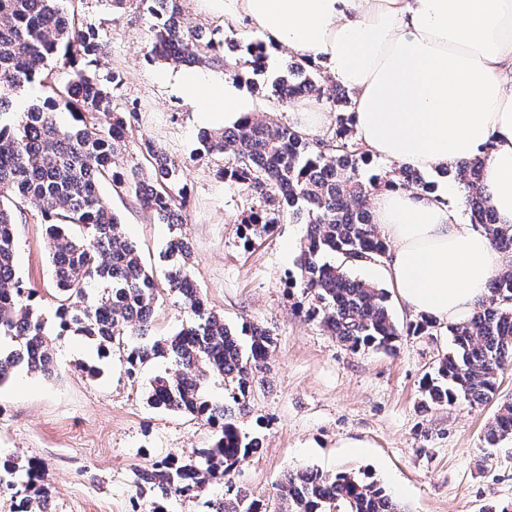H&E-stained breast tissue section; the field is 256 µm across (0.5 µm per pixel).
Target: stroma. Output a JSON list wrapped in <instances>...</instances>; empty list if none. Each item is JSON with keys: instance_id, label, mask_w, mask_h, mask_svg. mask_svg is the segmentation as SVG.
<instances>
[{"instance_id": "stroma-1", "label": "stroma", "mask_w": 512, "mask_h": 512, "mask_svg": "<svg viewBox=\"0 0 512 512\" xmlns=\"http://www.w3.org/2000/svg\"><path fill=\"white\" fill-rule=\"evenodd\" d=\"M78 11L111 41L97 71L122 77L113 92L114 110L138 112L118 164L141 162L140 142L150 139L182 165L192 279L208 308L232 328L254 324L276 340L267 371L233 408L239 431L259 434L262 445L230 483L247 488L266 512L279 510L283 474L306 468L368 476L399 497L408 512H487L512 504V438L494 445L486 440L499 405L512 400V368L490 401L433 406L425 402L423 381L452 347L447 323L410 333L407 327L416 317L392 296L388 306L403 330L395 351L354 352L306 317L297 285L305 225L284 220L255 243L245 241L241 221L255 199L244 187L220 179L223 156L199 154L201 129L189 105L165 84L166 64L146 57L152 19L139 0L120 8L106 0H80ZM183 21L217 30L224 44H240L229 57L236 71L249 57L248 44L262 40L243 21L221 28L195 0H183ZM290 56L281 48L266 59L249 91L259 115L295 125L296 103L272 93ZM101 195L161 288L151 336H172L192 325L193 311L164 289L169 225L110 183H102ZM24 214L16 225L15 269L23 285L34 289L31 303L52 328L57 292L46 227L33 207ZM138 345L127 338L105 357L91 340L70 330L51 338L56 359L51 377L20 367L0 384V455L17 462L18 482L25 481L29 462L46 464L54 512H150V499L136 493L138 470L166 457L188 458L213 444L214 434L203 421L148 404L152 379L173 373L176 365L157 358L130 369L127 357ZM351 440L367 442L363 455L348 448ZM227 484L218 481L197 495L171 497L165 510L208 512V500L224 494Z\"/></svg>"}]
</instances>
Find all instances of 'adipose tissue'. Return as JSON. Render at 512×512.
Here are the masks:
<instances>
[{
    "label": "adipose tissue",
    "mask_w": 512,
    "mask_h": 512,
    "mask_svg": "<svg viewBox=\"0 0 512 512\" xmlns=\"http://www.w3.org/2000/svg\"><path fill=\"white\" fill-rule=\"evenodd\" d=\"M196 2L220 21L248 20L266 53L288 47L350 89L371 157L417 169L484 157L489 202L512 225V0ZM164 78L200 126L230 128L256 109L239 77L179 68ZM447 200L381 190L370 213L392 244L397 297L416 316L457 322L507 261Z\"/></svg>",
    "instance_id": "1"
}]
</instances>
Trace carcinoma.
<instances>
[{
    "mask_svg": "<svg viewBox=\"0 0 512 512\" xmlns=\"http://www.w3.org/2000/svg\"><path fill=\"white\" fill-rule=\"evenodd\" d=\"M73 0H0V116L15 111L16 97L36 79H43L46 97L19 113L11 125L0 126V335L13 342L0 348V384L24 365L45 373L42 362L53 360L47 321L32 304L30 289L16 277V203H33L47 224L55 271L60 332L92 340L101 354L123 336L148 335L149 312L159 291L154 275L137 249L119 231V219L102 198L100 183L131 193L141 209L176 229L164 258L166 286L188 304L196 322L166 339L156 340L130 356L129 372L150 356L170 357L178 370L157 376L150 404L188 413L218 432L210 448L192 459H168L137 474V494H151L152 512L160 503L202 489L210 480L229 476L259 448V438L239 432L231 409L213 405L202 394L212 375L224 378L235 403L245 398L255 376L267 369L274 346L270 331L250 326L249 348H243L224 319L208 309L192 282L187 265L189 240L180 231L187 223L188 200L180 187L179 165L160 146L141 149L146 166L116 165L137 112H116L113 90L121 83L112 72L100 76L94 67L107 54L99 29L77 15L67 17L63 3ZM154 18L148 57L174 64L227 68L229 63L214 34L182 21L183 0H142ZM55 62L59 76L46 73ZM285 101L307 95L338 112L328 138H313L271 118L250 117L222 131L200 134L202 151L225 157L221 177L250 189L257 205L244 220L246 240L270 231L289 209V220L305 221L307 233L299 259V287L308 301L307 314L353 351L392 352L401 335L387 294L351 276L347 267L380 262L390 245L372 223L367 200L381 188L430 193L434 183L409 166L364 176L372 159L359 143L347 115L351 98L342 89L327 92L319 69L299 59L288 62L286 75L274 83ZM67 109L77 122L61 129L54 114ZM460 185L471 223L491 246L512 255V225L497 223L483 190L484 159L463 161L441 171ZM342 258L338 266L323 261ZM106 283L103 293L88 301L90 282ZM453 349L440 360L425 384L433 404L484 402L499 388V376L512 366V269L489 284V295L467 320L449 326ZM512 435V402H503L486 436L489 442ZM24 490L37 484L38 498H24L19 507L49 512L50 494L44 472L29 465ZM280 512H406L381 484L356 473L306 470L279 483ZM209 512H262L249 492L227 485L220 499L208 502Z\"/></svg>",
    "mask_w": 512,
    "mask_h": 512,
    "instance_id": "cac0c4a2",
    "label": "carcinoma"
}]
</instances>
